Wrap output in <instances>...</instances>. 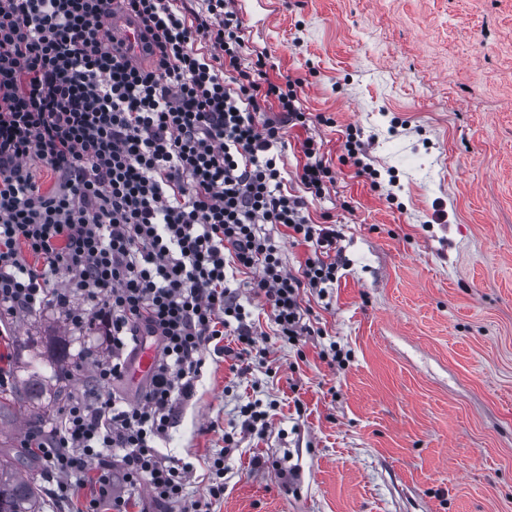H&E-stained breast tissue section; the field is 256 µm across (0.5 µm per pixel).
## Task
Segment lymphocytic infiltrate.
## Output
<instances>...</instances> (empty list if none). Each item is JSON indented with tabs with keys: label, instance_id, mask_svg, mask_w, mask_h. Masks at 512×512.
I'll return each mask as SVG.
<instances>
[{
	"label": "lymphocytic infiltrate",
	"instance_id": "obj_1",
	"mask_svg": "<svg viewBox=\"0 0 512 512\" xmlns=\"http://www.w3.org/2000/svg\"><path fill=\"white\" fill-rule=\"evenodd\" d=\"M123 0L143 24L147 66L113 53L103 32L113 0H0V317L90 305L108 353L80 354L94 390H70L49 429L23 447L55 479V500L93 478L86 512H128L148 488L161 512H210L224 495V458L208 460V496L190 500L192 463L159 445L200 381L205 355L233 333L239 372L256 330L230 286L249 270L276 334L295 342L315 329L300 291L325 293L341 265L338 231L312 223L310 200L334 176L313 138L283 190L274 153L285 126L304 125L297 82L271 81L246 63L243 21L228 0ZM278 108L282 120L258 121ZM54 175L42 190L40 171ZM310 254L287 270L271 227ZM157 352L141 402L113 390L146 340ZM122 481L123 494L113 492Z\"/></svg>",
	"mask_w": 512,
	"mask_h": 512
}]
</instances>
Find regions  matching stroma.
Segmentation results:
<instances>
[{
	"label": "stroma",
	"instance_id": "obj_1",
	"mask_svg": "<svg viewBox=\"0 0 512 512\" xmlns=\"http://www.w3.org/2000/svg\"><path fill=\"white\" fill-rule=\"evenodd\" d=\"M233 7L270 79L300 82L288 189L302 194L300 143L314 138L335 183L310 217L340 231L345 266L327 295L302 290L318 333L299 343L241 289L259 334L250 369L208 354L164 453L195 462L196 499L234 433L212 512H512V0ZM353 130L375 177L341 160ZM88 311L0 321V355L16 369L75 335L106 354L102 324L69 320ZM249 403L270 414L262 435L241 429Z\"/></svg>",
	"mask_w": 512,
	"mask_h": 512
}]
</instances>
